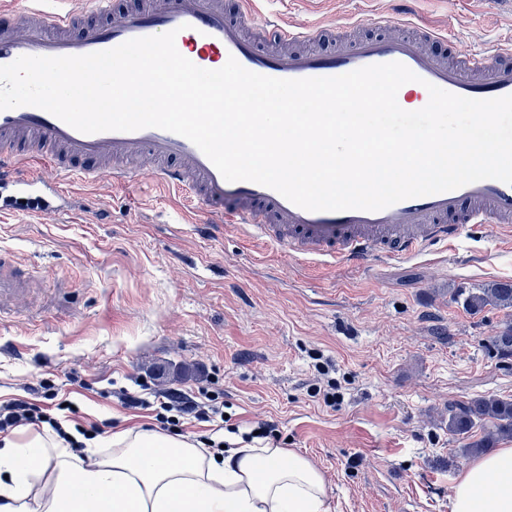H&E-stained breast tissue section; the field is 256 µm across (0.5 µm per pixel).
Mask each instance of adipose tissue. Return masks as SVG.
<instances>
[{"label":"adipose tissue","mask_w":512,"mask_h":512,"mask_svg":"<svg viewBox=\"0 0 512 512\" xmlns=\"http://www.w3.org/2000/svg\"><path fill=\"white\" fill-rule=\"evenodd\" d=\"M52 430L0 439V512H329L323 473L273 443L235 438L227 456L186 438L131 429L81 452ZM450 512H512V447L458 475Z\"/></svg>","instance_id":"ef3b65f1"}]
</instances>
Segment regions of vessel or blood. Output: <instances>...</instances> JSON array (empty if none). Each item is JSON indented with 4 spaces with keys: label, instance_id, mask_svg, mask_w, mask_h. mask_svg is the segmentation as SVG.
<instances>
[{
    "label": "vessel or blood",
    "instance_id": "b4317fda",
    "mask_svg": "<svg viewBox=\"0 0 512 512\" xmlns=\"http://www.w3.org/2000/svg\"><path fill=\"white\" fill-rule=\"evenodd\" d=\"M54 0L0 6V65L22 56H80L127 40L176 31V47L205 69L235 58L272 78L335 77L361 67L400 62L420 78L413 89L428 101L427 84L472 99L512 95V41L464 53L442 29L422 25L409 0L374 18L372 34L349 37L342 24L336 50L318 44L326 27L288 26L261 16L255 0H157L150 8L119 9L116 0H80L57 11ZM148 163L155 180L209 217L291 254L329 267L359 269L374 260L400 261L478 229L512 240V185L495 179L410 198L378 211H309L276 190L230 182L187 138L158 128L83 133L33 106L0 110V206L65 213L63 183L98 181L104 173L135 174Z\"/></svg>",
    "mask_w": 512,
    "mask_h": 512
}]
</instances>
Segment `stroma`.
<instances>
[{
    "instance_id": "stroma-1",
    "label": "stroma",
    "mask_w": 512,
    "mask_h": 512,
    "mask_svg": "<svg viewBox=\"0 0 512 512\" xmlns=\"http://www.w3.org/2000/svg\"><path fill=\"white\" fill-rule=\"evenodd\" d=\"M389 0H260L294 25L367 19ZM419 20L464 51L512 39V0H413ZM76 206L47 217L0 211V403L24 398L52 418L162 431L152 399L219 394L240 433L315 465L330 512H450L469 459L448 405L512 400V355L491 344L512 309L480 313L459 291L512 283V246L464 234L454 245L362 270H305L278 246L223 231L151 179L74 182ZM49 397L33 393L39 381ZM336 389L335 405L317 391Z\"/></svg>"
}]
</instances>
